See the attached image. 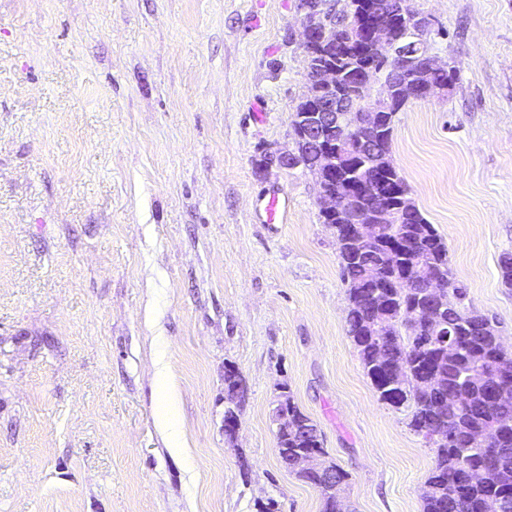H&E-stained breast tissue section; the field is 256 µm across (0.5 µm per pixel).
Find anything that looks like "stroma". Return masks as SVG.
Wrapping results in <instances>:
<instances>
[{
	"label": "stroma",
	"mask_w": 512,
	"mask_h": 512,
	"mask_svg": "<svg viewBox=\"0 0 512 512\" xmlns=\"http://www.w3.org/2000/svg\"><path fill=\"white\" fill-rule=\"evenodd\" d=\"M410 4L457 79L396 112L391 157L512 353V0ZM300 20L298 0H0V512H322L278 456L282 384L353 512H422L434 451L347 335L315 180L261 164L294 147ZM272 190L287 223L260 220ZM161 400L165 406L164 409L159 413V427L171 444L172 448L169 449L176 453L181 452L183 450V431L172 410L171 397L166 388Z\"/></svg>",
	"instance_id": "obj_1"
}]
</instances>
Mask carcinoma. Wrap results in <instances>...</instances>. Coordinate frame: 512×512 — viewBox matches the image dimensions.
I'll list each match as a JSON object with an SVG mask.
<instances>
[{"instance_id": "cac0c4a2", "label": "carcinoma", "mask_w": 512, "mask_h": 512, "mask_svg": "<svg viewBox=\"0 0 512 512\" xmlns=\"http://www.w3.org/2000/svg\"><path fill=\"white\" fill-rule=\"evenodd\" d=\"M397 0H349L348 9L333 15L328 34L314 49L310 65L336 64V91L351 99L356 79L385 72L384 85L416 81L414 71L403 70L391 57L377 61L363 54L358 41L349 36L348 20L369 7L374 18L388 26L395 51L410 44L414 35L409 21L393 14ZM404 105L395 97L380 105L381 120L373 127L359 128L363 139L378 146L373 162L391 161L393 117ZM355 211H385L381 242L416 250L415 262L395 258L384 264L375 251L360 254L352 244L353 225L329 214L323 223L333 231L343 281L347 285L346 331L364 370L385 403L410 409L411 428L435 448L432 471L424 483L423 512H512V355L504 352L492 321L461 308L464 292L455 280L448 259V246L419 209L405 211L400 202L369 190L353 197ZM372 265L380 266V279L369 278ZM452 284L441 301L443 319L455 332L457 354L448 358L444 336L413 311L429 309L431 280ZM442 380L438 389H427L421 380ZM245 389V380L233 364L224 365V392ZM288 419L296 428L277 435L281 461H293L308 453L326 456L317 425L284 395ZM497 426L494 441L485 446L475 438L476 430ZM332 476L311 474L307 480L319 493L323 512H347L337 485L349 474L329 462ZM493 469L494 480L472 481V470Z\"/></svg>"}]
</instances>
